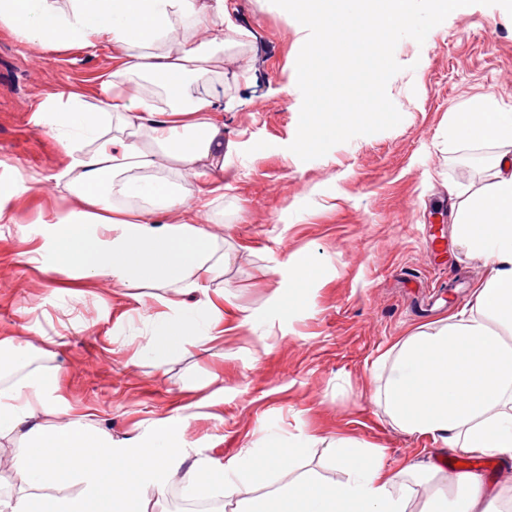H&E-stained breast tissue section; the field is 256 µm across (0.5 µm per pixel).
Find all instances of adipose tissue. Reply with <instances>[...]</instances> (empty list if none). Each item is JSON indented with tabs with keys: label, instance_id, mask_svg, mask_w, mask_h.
Here are the masks:
<instances>
[{
	"label": "adipose tissue",
	"instance_id": "ef3b65f1",
	"mask_svg": "<svg viewBox=\"0 0 512 512\" xmlns=\"http://www.w3.org/2000/svg\"><path fill=\"white\" fill-rule=\"evenodd\" d=\"M224 0H0V30L24 45L58 51L104 47L118 60L100 76L105 103L78 91L40 105V122L69 163L55 181L69 206L46 220L30 252L42 269L112 283V302L129 288L171 289L153 317L179 347L207 352L223 313L215 301L186 309L182 296L224 273L219 236L203 224L194 189L224 165ZM162 78L167 107L139 80ZM452 135L508 144L490 181L460 202L455 234L488 260L469 311L438 320L394 345L380 360L379 397L392 423L442 440L459 454L512 459V113L491 101L456 112ZM61 367L35 368L0 384V446L13 447L22 483L0 488V512H155L166 478L180 476L196 498H236L242 512H408L412 486L446 477L431 512H512V491L486 488L477 475H442L405 466L387 473L374 448L339 445L332 459L346 476L309 473L265 496L257 486L293 470L291 445L246 448L226 463L189 461L185 437L113 438L93 415H71L55 397Z\"/></svg>",
	"mask_w": 512,
	"mask_h": 512
}]
</instances>
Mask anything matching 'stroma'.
<instances>
[{"label": "stroma", "instance_id": "stroma-1", "mask_svg": "<svg viewBox=\"0 0 512 512\" xmlns=\"http://www.w3.org/2000/svg\"><path fill=\"white\" fill-rule=\"evenodd\" d=\"M226 5L239 44L224 67L247 69L250 79L224 88L232 104L224 138L235 148L208 196L224 274L208 293L184 298L199 310L207 295L225 293L224 336L211 354L180 350L160 368L137 357L154 332L157 288H133L119 310L109 283L41 272L22 257L40 243V221L63 206L32 186L53 185L68 162L37 109L72 90L101 100L98 77L111 70V53L42 50L0 33V197L20 218L0 223V336L28 323L61 339L52 359L0 355V381L60 365L61 400L94 413L117 438L177 430L183 405L194 402L186 433L193 459L223 462L274 440L304 444L293 472L269 477L275 487L311 471L344 481L330 462L339 440L380 449L390 470L440 465L450 454L442 441L400 431L376 405L374 363L417 328L467 308L487 273L485 258L454 234L450 190L482 187L499 148L455 140L449 127L452 113L483 98L512 111V16L476 2L424 43L402 39L401 70L387 84L400 124L304 161L289 146L305 39L272 0ZM290 259L311 266L313 281L285 317L272 295Z\"/></svg>", "mask_w": 512, "mask_h": 512}]
</instances>
